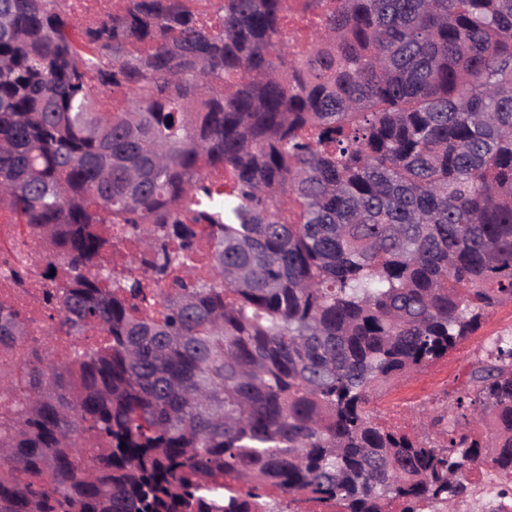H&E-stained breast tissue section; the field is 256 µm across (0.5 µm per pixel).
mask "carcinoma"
Segmentation results:
<instances>
[{
  "instance_id": "obj_1",
  "label": "carcinoma",
  "mask_w": 512,
  "mask_h": 512,
  "mask_svg": "<svg viewBox=\"0 0 512 512\" xmlns=\"http://www.w3.org/2000/svg\"><path fill=\"white\" fill-rule=\"evenodd\" d=\"M119 2L77 33L67 0H0V204L66 265L0 375L28 393L0 512H451L473 465L512 474V336L432 431L373 408L512 304V0H305L299 52L288 0H217L220 28ZM104 224L147 279L112 277ZM26 335L0 311L1 345ZM305 0H289L288 35L295 45L305 46L322 23L319 11L304 9Z\"/></svg>"
}]
</instances>
